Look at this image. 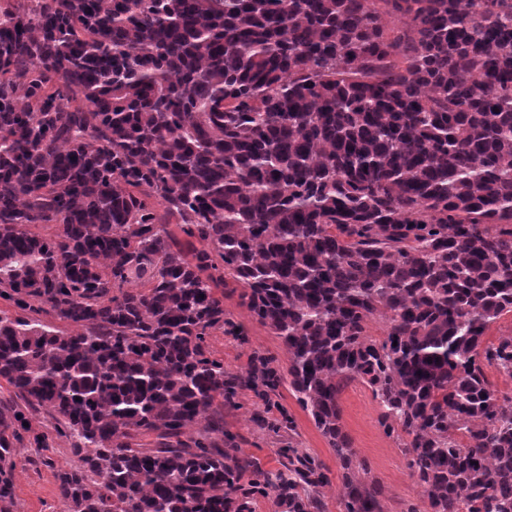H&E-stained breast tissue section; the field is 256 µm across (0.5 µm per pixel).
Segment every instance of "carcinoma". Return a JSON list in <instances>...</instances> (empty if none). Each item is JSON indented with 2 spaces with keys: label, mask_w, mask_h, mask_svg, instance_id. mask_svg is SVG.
I'll use <instances>...</instances> for the list:
<instances>
[{
  "label": "carcinoma",
  "mask_w": 512,
  "mask_h": 512,
  "mask_svg": "<svg viewBox=\"0 0 512 512\" xmlns=\"http://www.w3.org/2000/svg\"><path fill=\"white\" fill-rule=\"evenodd\" d=\"M230 286L287 373L212 356L244 334ZM0 299V512L42 419L79 461L68 512H321V461L290 445L273 476L224 432L238 391L277 409L285 383L342 512H384L355 381L407 512H512V397L484 371L512 378V334L484 340L512 315V0H6ZM340 406L343 427L378 481L387 512H406L412 504L421 506V489L411 476L408 459L385 434L368 387L351 384L341 395Z\"/></svg>",
  "instance_id": "1"
}]
</instances>
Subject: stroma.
<instances>
[{
    "label": "stroma",
    "mask_w": 512,
    "mask_h": 512,
    "mask_svg": "<svg viewBox=\"0 0 512 512\" xmlns=\"http://www.w3.org/2000/svg\"><path fill=\"white\" fill-rule=\"evenodd\" d=\"M224 309L228 316L244 327L243 336L234 337L215 332L209 338L214 357L222 359L226 371L246 372L254 355L273 360L278 368H286L288 357L281 341L262 327L243 306L238 292L225 290ZM280 404L295 421L293 432H269L266 423L273 415L253 392L242 391L235 405L224 409V429L237 438L244 453L257 458L264 470L277 473L284 468L281 448L292 446L318 458L326 468L328 482L318 494L325 512H341L340 468L326 440L301 410L287 387L279 389ZM342 423L353 447L364 459L378 481L387 512H407L420 504L421 489L411 475L408 459L394 439L386 435L379 420V409L368 387L356 382L345 389L341 398ZM46 438L45 447L23 444L16 458L14 472V512H67L60 495L56 472L78 463L68 440L59 436L50 423L39 426Z\"/></svg>",
    "instance_id": "stroma-1"
}]
</instances>
